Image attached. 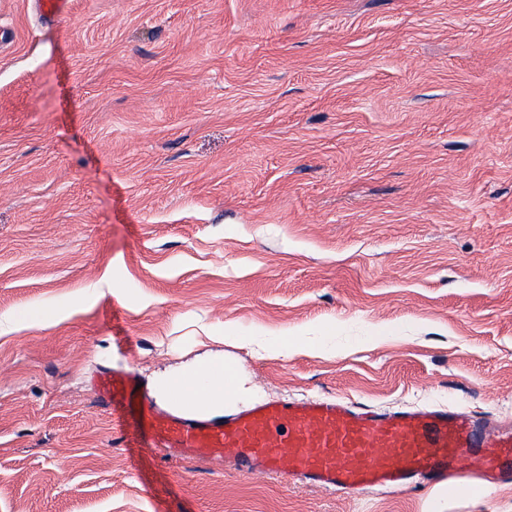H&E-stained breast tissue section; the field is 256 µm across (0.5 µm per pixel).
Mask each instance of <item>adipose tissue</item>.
Listing matches in <instances>:
<instances>
[{
	"mask_svg": "<svg viewBox=\"0 0 512 512\" xmlns=\"http://www.w3.org/2000/svg\"><path fill=\"white\" fill-rule=\"evenodd\" d=\"M163 395L209 415L223 413L225 405L241 402L251 395L234 365L205 360L188 365L160 382Z\"/></svg>",
	"mask_w": 512,
	"mask_h": 512,
	"instance_id": "1",
	"label": "adipose tissue"
}]
</instances>
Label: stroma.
Here are the masks:
<instances>
[{
	"label": "stroma",
	"mask_w": 512,
	"mask_h": 512,
	"mask_svg": "<svg viewBox=\"0 0 512 512\" xmlns=\"http://www.w3.org/2000/svg\"><path fill=\"white\" fill-rule=\"evenodd\" d=\"M34 2L0 0V512H512L469 460L333 492L150 452L92 385L221 357L254 405L511 429L512 0Z\"/></svg>",
	"instance_id": "35a3bbf8"
}]
</instances>
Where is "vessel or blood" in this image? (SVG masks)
Masks as SVG:
<instances>
[{"instance_id":"vessel-or-blood-1","label":"vessel or blood","mask_w":512,"mask_h":512,"mask_svg":"<svg viewBox=\"0 0 512 512\" xmlns=\"http://www.w3.org/2000/svg\"><path fill=\"white\" fill-rule=\"evenodd\" d=\"M130 370L98 382L105 401L138 419L148 447L173 457H216L225 470L285 473L325 489L387 490L456 477L474 460L495 477L512 475V430L483 435L469 417L445 407L357 409L339 400H277L216 422L158 410Z\"/></svg>"}]
</instances>
